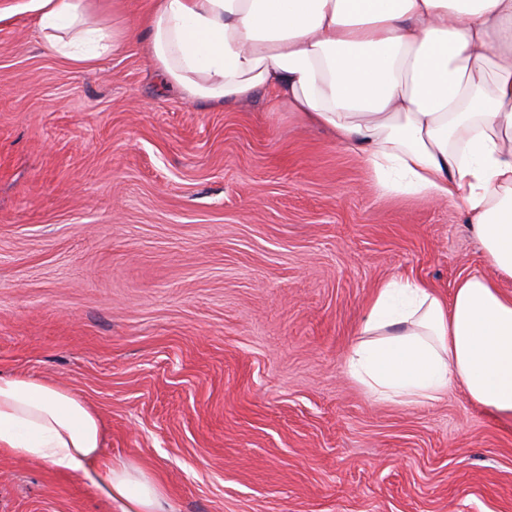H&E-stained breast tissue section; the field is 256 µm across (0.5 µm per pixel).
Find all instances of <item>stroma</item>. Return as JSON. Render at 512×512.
<instances>
[{
  "instance_id": "35a3bbf8",
  "label": "stroma",
  "mask_w": 512,
  "mask_h": 512,
  "mask_svg": "<svg viewBox=\"0 0 512 512\" xmlns=\"http://www.w3.org/2000/svg\"><path fill=\"white\" fill-rule=\"evenodd\" d=\"M485 268L452 204L379 194L326 130L185 101L134 38L75 66L0 0V374L86 401L175 512H512V431L344 364L383 279ZM0 512L113 510L1 453Z\"/></svg>"
}]
</instances>
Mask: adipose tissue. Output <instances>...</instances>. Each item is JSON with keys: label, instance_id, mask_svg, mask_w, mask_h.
<instances>
[{"label": "adipose tissue", "instance_id": "ef3b65f1", "mask_svg": "<svg viewBox=\"0 0 512 512\" xmlns=\"http://www.w3.org/2000/svg\"><path fill=\"white\" fill-rule=\"evenodd\" d=\"M43 43L80 67L129 36L103 0H29ZM149 66L215 109L259 97L358 152L385 195L451 202L489 268L451 297L393 275L371 295L345 365L379 400L452 386L512 430V0H150ZM100 415L69 389L0 376V453L79 474L117 512H174L139 467L102 455Z\"/></svg>", "mask_w": 512, "mask_h": 512}]
</instances>
